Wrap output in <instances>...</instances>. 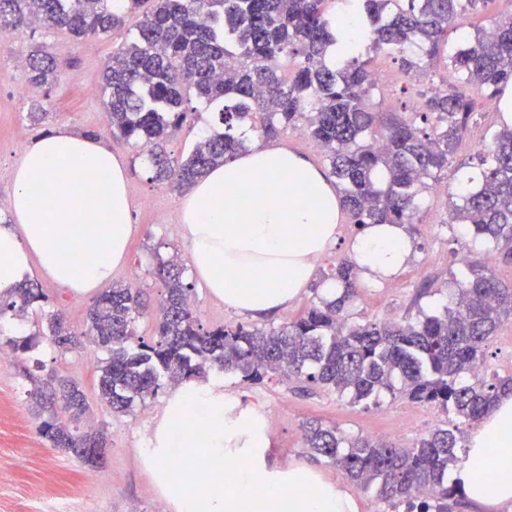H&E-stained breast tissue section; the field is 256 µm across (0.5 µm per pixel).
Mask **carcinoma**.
I'll return each instance as SVG.
<instances>
[{"label":"carcinoma","instance_id":"1","mask_svg":"<svg viewBox=\"0 0 512 512\" xmlns=\"http://www.w3.org/2000/svg\"><path fill=\"white\" fill-rule=\"evenodd\" d=\"M146 0H0V34L12 35L39 20L76 39L108 37ZM152 0L128 44L112 50L100 81L112 134L132 141L147 156L153 182L193 185L244 143L250 123L266 138L301 128L324 150L352 223L412 224L423 195L448 167L475 97L498 101L512 81V11L488 29L476 27L453 46L448 32L488 0ZM358 18L356 39L347 37L343 15ZM336 52H331V49ZM447 54L453 80L434 90L410 116L377 112L370 99L372 56L401 61L406 73L425 76ZM65 59L39 46L24 62L39 86L58 80ZM197 105H192V101ZM217 114L221 129L196 141L178 158L167 142L196 112ZM479 181L464 177L448 193L452 223L475 239L494 243L499 259L512 263V124H502L480 159ZM448 304L413 320H350L359 268L341 262L327 278L333 297L316 301L281 327L238 325L203 329L190 304L181 257L159 260L155 274L166 293L150 342L137 335L140 292L114 284L91 306L84 331L63 329V317L42 311L60 354L89 343L99 358V400L117 413H132L156 395L160 380L174 385L212 370L257 383L269 375L316 386L352 403H378L382 393L435 405L451 415L411 447L370 435L350 436L334 425L312 422L304 441L312 452L343 470L354 483L375 488L393 512H459L463 495L448 483V469L466 445L464 426L480 421L499 394L512 391V375L491 378L477 370L503 322L512 319V284L489 267L462 259ZM47 296L29 281L0 299V348L15 359L39 344L41 332L11 337L4 327L27 318ZM51 408L40 434L52 447L72 453L82 438L107 445L77 422L89 411L73 380L58 379L31 391Z\"/></svg>","mask_w":512,"mask_h":512}]
</instances>
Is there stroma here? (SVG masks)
<instances>
[{"label":"stroma","mask_w":512,"mask_h":512,"mask_svg":"<svg viewBox=\"0 0 512 512\" xmlns=\"http://www.w3.org/2000/svg\"><path fill=\"white\" fill-rule=\"evenodd\" d=\"M127 36L123 28L108 38L75 40L64 31L38 23L21 33L0 36V201L9 200L13 166L33 139L62 125L108 138L113 154L127 162L131 221L138 227L129 244L127 262L113 279L142 290L146 308L137 322V333L149 338L156 324L157 304L165 292L154 273L155 266L158 259L168 258L183 247L178 234L183 194L151 182L134 146L112 138L101 123L104 106L96 93L100 74L113 47ZM37 42L66 48L70 58L69 66L50 87L28 83L18 66ZM375 64L385 75V86L374 90V108L400 112L415 105L419 84L405 75L399 61L381 56ZM20 86L25 89L21 95L16 92ZM39 111L45 112L46 118L33 123L30 115ZM500 126L498 111L480 102L448 156L447 169L426 194L419 223L406 228L412 243L408 266L385 280H363L351 307L355 319H398L421 309L437 310L448 299L459 259L483 257L486 245L468 241L456 225L450 224L448 189L461 177L479 175L482 149ZM33 278L47 295L49 307L62 311L71 329L81 330L91 297H73L67 288L38 272ZM192 288L191 298L203 327L242 322V315L226 309L203 283L193 282ZM97 357L90 349L60 354L44 339L30 356L0 363V472L8 476L0 488V512H27L33 500L40 502L41 512H55L60 505L66 512H155L161 496L142 466L138 450L165 395L157 393L131 414L113 412L97 397ZM51 374L73 378L80 384L90 407L89 421L106 433L108 444L99 469H90L40 436L38 426L43 416L34 408L28 392L33 379ZM224 390L241 405L264 414L273 440L272 456L283 463L307 459L301 436V424L307 420L336 425L350 434L382 433L405 446L448 424L447 415L437 406L400 395L385 394L378 404L357 405L316 387L301 389L274 377L250 384L234 374L225 376Z\"/></svg>","instance_id":"1"}]
</instances>
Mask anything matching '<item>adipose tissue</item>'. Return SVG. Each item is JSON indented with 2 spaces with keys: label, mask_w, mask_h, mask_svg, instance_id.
I'll return each mask as SVG.
<instances>
[{
  "label": "adipose tissue",
  "mask_w": 512,
  "mask_h": 512,
  "mask_svg": "<svg viewBox=\"0 0 512 512\" xmlns=\"http://www.w3.org/2000/svg\"><path fill=\"white\" fill-rule=\"evenodd\" d=\"M179 234L194 275L225 308L276 314L315 279L345 217L335 185L288 146L248 139L181 201ZM136 229L126 163L104 139L59 127L33 140L13 168L8 219H0V295L33 270L83 297L124 266ZM350 248L364 277L383 280L408 263L400 224H369ZM261 414L235 410L223 382L171 388L139 455L168 512H359L342 482L300 459L270 457ZM194 470L180 484L171 449ZM471 512H512V393L472 431L452 471Z\"/></svg>",
  "instance_id": "ef3b65f1"
}]
</instances>
